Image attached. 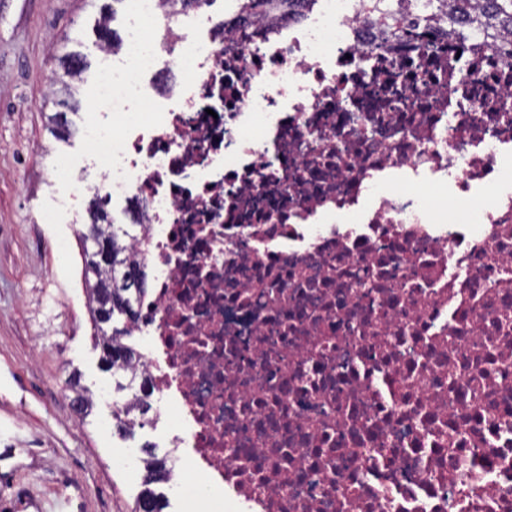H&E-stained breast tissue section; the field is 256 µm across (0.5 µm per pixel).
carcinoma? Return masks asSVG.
Returning <instances> with one entry per match:
<instances>
[{"label": "carcinoma", "instance_id": "carcinoma-1", "mask_svg": "<svg viewBox=\"0 0 512 512\" xmlns=\"http://www.w3.org/2000/svg\"><path fill=\"white\" fill-rule=\"evenodd\" d=\"M123 0H110L101 9V18L98 24V37L102 47L110 48L120 41L119 36L110 27L113 15L116 12L115 5ZM250 8L257 16H262L270 8L281 6L293 7L295 0H248ZM373 11L380 16L381 22L387 27H397L404 31L416 25L407 11V0H371ZM414 10L424 21L430 20L433 11L443 9V16L448 18L451 34L462 42L469 40L476 34H484L488 37L512 36V0H492L489 8L480 7L478 0H413ZM64 76L69 81L63 82V90L69 98H74L77 87L74 82L81 80V75L87 63L81 55L71 53L61 60ZM91 227L98 234L111 242L112 265L101 264L92 260L88 251H83L84 278L89 283V302L92 319L97 329L99 344L102 348V361L105 369L112 372L117 378L116 387L119 390L137 388L132 399L122 406L112 410V419L116 421L118 432L130 434L135 427L133 420L129 418L132 409L146 408V377L141 362L140 353L123 342V338L130 336L129 324L134 319L126 321V326L120 330L107 333L101 326L99 313L106 296V288L109 283L116 280L121 266L125 264L136 265L132 257L131 249L125 237L129 232L119 224L112 222L110 213L105 209V201L99 194H94L89 209ZM144 457V490L141 496H150L156 503V512H163L166 507L164 495L155 492L151 485L163 483L167 478L166 460L157 457L155 451L149 446L141 448Z\"/></svg>", "mask_w": 512, "mask_h": 512}]
</instances>
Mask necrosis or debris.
Returning <instances> with one entry per match:
<instances>
[{
  "instance_id": "obj_1",
  "label": "necrosis or debris",
  "mask_w": 512,
  "mask_h": 512,
  "mask_svg": "<svg viewBox=\"0 0 512 512\" xmlns=\"http://www.w3.org/2000/svg\"><path fill=\"white\" fill-rule=\"evenodd\" d=\"M128 3L84 137L154 272L132 334L172 494L512 512V54L366 0L239 7L220 41Z\"/></svg>"
}]
</instances>
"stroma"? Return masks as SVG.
<instances>
[{
    "label": "stroma",
    "mask_w": 512,
    "mask_h": 512,
    "mask_svg": "<svg viewBox=\"0 0 512 512\" xmlns=\"http://www.w3.org/2000/svg\"><path fill=\"white\" fill-rule=\"evenodd\" d=\"M97 0H0V512H132L141 484L119 459L151 442L121 438L119 400L100 367L82 277L89 195L63 200L53 172L92 185L101 171L83 128L105 62L94 33ZM90 68L71 134L49 131L65 53ZM95 395L88 417L71 408L69 381Z\"/></svg>",
    "instance_id": "35a3bbf8"
}]
</instances>
